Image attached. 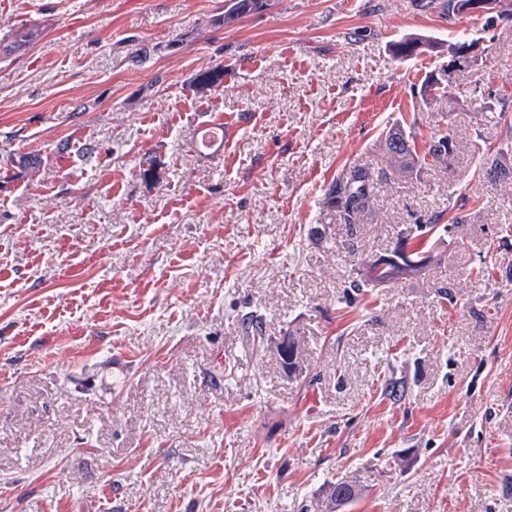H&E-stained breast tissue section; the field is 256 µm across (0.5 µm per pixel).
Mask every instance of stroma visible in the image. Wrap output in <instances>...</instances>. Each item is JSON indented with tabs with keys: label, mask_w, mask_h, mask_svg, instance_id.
<instances>
[{
	"label": "stroma",
	"mask_w": 512,
	"mask_h": 512,
	"mask_svg": "<svg viewBox=\"0 0 512 512\" xmlns=\"http://www.w3.org/2000/svg\"><path fill=\"white\" fill-rule=\"evenodd\" d=\"M444 2L0 0V36L40 30L0 59V512H309L339 479L345 512H512V174L481 163L512 155V20ZM460 34L481 58L422 98ZM398 126L450 167L393 173ZM434 216L433 262L351 290ZM224 11V24H233L245 15L259 12L267 5L266 0H228ZM40 35L39 29L21 22L15 25L7 36L0 40V52L9 56L30 46ZM193 85L198 92L204 93L224 86L223 67H213L201 71L193 78ZM373 190V173L364 167H354L347 176L331 185L327 197L342 209L346 224H359L372 210Z\"/></svg>",
	"instance_id": "obj_1"
}]
</instances>
